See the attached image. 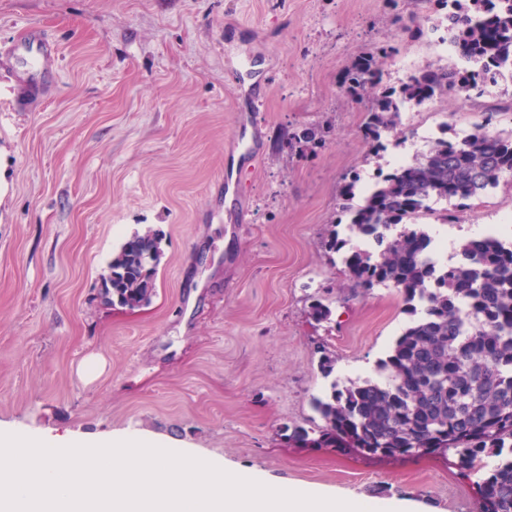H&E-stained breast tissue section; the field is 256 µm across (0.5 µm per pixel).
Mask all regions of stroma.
Instances as JSON below:
<instances>
[{"instance_id": "stroma-1", "label": "stroma", "mask_w": 512, "mask_h": 512, "mask_svg": "<svg viewBox=\"0 0 512 512\" xmlns=\"http://www.w3.org/2000/svg\"><path fill=\"white\" fill-rule=\"evenodd\" d=\"M447 13L436 0H0V52H12L0 62V430L139 438L277 488L481 512L473 482L439 458L288 444L311 427L312 397L371 375L410 320L399 289H352L323 246L342 186L426 153L440 121L451 138L483 122L512 135L502 79L493 119L448 93L437 112L400 118L387 150L366 139L344 82L353 59L379 55L389 86L401 62L441 67L427 38ZM29 29L57 57L32 94ZM248 65L270 75L257 108L236 78ZM251 110L260 153L243 168L232 138ZM228 166L241 170L238 204L206 221ZM422 222L435 241L512 226V176L457 223ZM147 228L164 251L155 292L139 311L112 309L108 264ZM317 298L331 310L321 323Z\"/></svg>"}]
</instances>
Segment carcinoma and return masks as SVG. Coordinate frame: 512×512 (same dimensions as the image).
<instances>
[{"label": "carcinoma", "instance_id": "obj_1", "mask_svg": "<svg viewBox=\"0 0 512 512\" xmlns=\"http://www.w3.org/2000/svg\"><path fill=\"white\" fill-rule=\"evenodd\" d=\"M448 34L465 57L489 68L512 67V0H454ZM379 61L360 58L346 75L365 92V135L378 147L394 129L399 102L463 92L471 80L445 70L425 71L400 90H378ZM512 175V137L475 133L378 175L363 203L347 206V230L371 237L377 255L353 248L344 257L353 287L399 288L411 320L376 371L383 381H352L311 400L322 424L296 428L294 448H331L341 454L401 459L413 448L452 458L476 482L481 512H512V241L475 239L462 245L464 262L437 268L431 239L410 224L428 202L479 198ZM328 225L323 243L333 252L347 240ZM403 225L389 237L386 230ZM159 239L148 230L128 238L105 278L112 306L150 299L160 263ZM497 462L488 466L487 458Z\"/></svg>", "mask_w": 512, "mask_h": 512}]
</instances>
